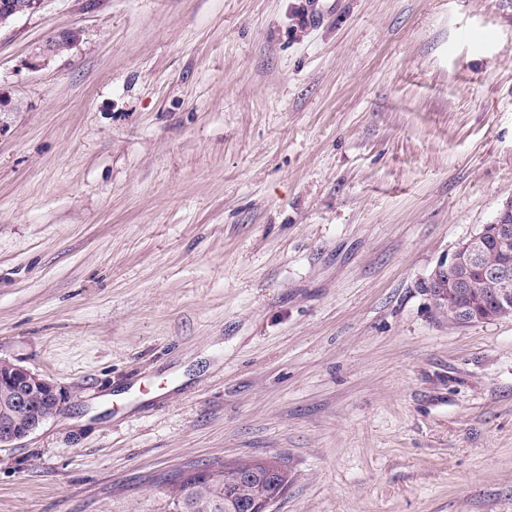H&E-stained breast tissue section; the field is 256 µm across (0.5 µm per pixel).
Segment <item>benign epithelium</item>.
Wrapping results in <instances>:
<instances>
[{"mask_svg": "<svg viewBox=\"0 0 512 512\" xmlns=\"http://www.w3.org/2000/svg\"><path fill=\"white\" fill-rule=\"evenodd\" d=\"M44 0H3L0 13L30 15L41 9ZM77 44L71 32L53 37L43 49L37 65L47 64L52 57ZM493 239L497 259L487 261L486 241ZM478 272L485 282L497 284L493 291V308L481 309L460 303V296L475 289ZM428 288L444 302L451 319L461 323L491 320L502 313H512V202L503 208L499 222L485 224L479 232L462 243L452 261L440 267L428 282ZM11 386L10 416L0 424V447H9L34 433L44 422L57 416L65 403L63 393L52 382L14 363L0 361V382ZM38 408L35 420L22 425L17 419Z\"/></svg>", "mask_w": 512, "mask_h": 512, "instance_id": "benign-epithelium-1", "label": "benign epithelium"}]
</instances>
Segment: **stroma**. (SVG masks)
<instances>
[{
    "instance_id": "35a3bbf8",
    "label": "stroma",
    "mask_w": 512,
    "mask_h": 512,
    "mask_svg": "<svg viewBox=\"0 0 512 512\" xmlns=\"http://www.w3.org/2000/svg\"><path fill=\"white\" fill-rule=\"evenodd\" d=\"M510 201L512 0H44L0 28V359L67 399L0 512L252 457L276 512H512V318L425 288ZM73 31H64L53 37L43 49V52L38 57L41 58L37 62L38 66L47 64L52 57L60 54L64 50L72 49L78 42V39H73L70 35Z\"/></svg>"
}]
</instances>
